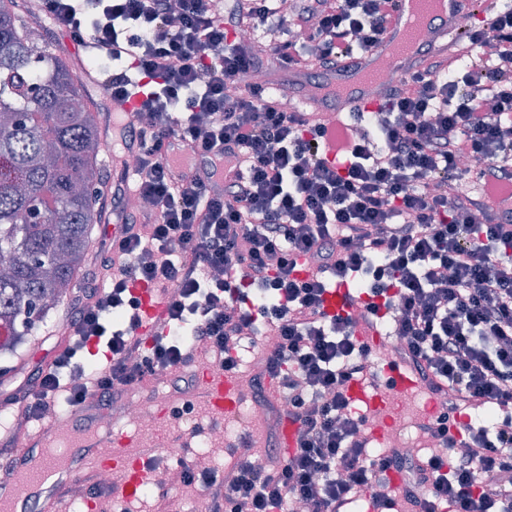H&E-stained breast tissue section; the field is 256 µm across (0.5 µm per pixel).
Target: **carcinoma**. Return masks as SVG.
<instances>
[{"mask_svg": "<svg viewBox=\"0 0 512 512\" xmlns=\"http://www.w3.org/2000/svg\"><path fill=\"white\" fill-rule=\"evenodd\" d=\"M17 0H0V357L75 284L100 223L105 185L97 105L74 106L78 77L49 51L37 55Z\"/></svg>", "mask_w": 512, "mask_h": 512, "instance_id": "cac0c4a2", "label": "carcinoma"}]
</instances>
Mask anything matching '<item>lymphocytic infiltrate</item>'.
<instances>
[{"label":"lymphocytic infiltrate","mask_w":512,"mask_h":512,"mask_svg":"<svg viewBox=\"0 0 512 512\" xmlns=\"http://www.w3.org/2000/svg\"><path fill=\"white\" fill-rule=\"evenodd\" d=\"M393 2L34 0L111 68L110 98L142 95L121 130L140 143L134 194L150 205L121 208L104 282L38 376L25 422L61 389L75 409L149 378L196 393L199 346L231 373L245 329L260 326L273 347L256 362L252 400L271 407L265 386L278 379L296 446L220 474L184 466L185 481L208 489L210 512H282L293 500L351 512L361 499L373 512H512V211H493L480 189L512 183V6L468 24L453 61L402 77L378 111L358 114L360 134L333 159L321 116L286 111L251 79L271 63L320 71L372 49ZM174 137L234 170L221 193L174 172ZM470 175L476 187L460 192ZM136 282L168 301L165 332L148 346L135 334ZM341 282L352 310L332 316L323 294ZM390 320L394 364L436 406L418 424L441 448L427 458L369 454L348 394L375 373L364 335ZM92 341L109 359L90 372ZM392 471L398 500L381 491Z\"/></svg>","instance_id":"f902f5d3"}]
</instances>
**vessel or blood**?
<instances>
[{"instance_id":"obj_1","label":"vessel or blood","mask_w":512,"mask_h":512,"mask_svg":"<svg viewBox=\"0 0 512 512\" xmlns=\"http://www.w3.org/2000/svg\"><path fill=\"white\" fill-rule=\"evenodd\" d=\"M497 0H448V15L437 18L434 36L426 47L417 44L418 33L405 24L410 9L430 13L434 0H396V7L387 22L382 42L371 52L355 55L329 70L322 91L309 88L304 75L296 69H276L274 90H287L289 99L302 112L333 114L328 125L329 141L342 144L350 136L346 126L336 121V114L366 112L376 109L390 93L387 81L376 86L356 84V77L370 71L372 65L393 46L411 48L407 61L400 65L402 74L426 71L430 60L447 56L449 48L459 40L457 21L463 13L482 18L491 14ZM134 293L141 300V320L135 333L152 336L159 332L165 316L166 303L150 288L137 284ZM347 285H331L325 294L324 308L335 315L348 312ZM390 387L380 392L366 391L360 384L349 386L350 395L368 404L376 413L374 429L385 435L395 421L398 403L413 396L416 382L401 368L385 366ZM204 401L213 412L234 415L242 403L244 390L238 380L223 371L203 372ZM97 411L85 408L78 414L54 413L41 420L38 430L18 438L8 460L14 481L0 485V512H54V505L63 492L71 488L84 472L109 470L122 476V493L133 492L142 483L144 462L128 454L133 439L124 433H105L96 424Z\"/></svg>"}]
</instances>
